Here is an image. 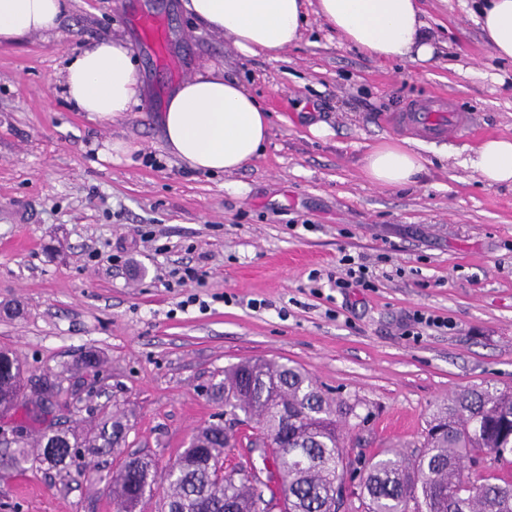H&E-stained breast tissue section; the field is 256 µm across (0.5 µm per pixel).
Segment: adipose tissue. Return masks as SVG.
Wrapping results in <instances>:
<instances>
[{
    "mask_svg": "<svg viewBox=\"0 0 512 512\" xmlns=\"http://www.w3.org/2000/svg\"><path fill=\"white\" fill-rule=\"evenodd\" d=\"M207 29L232 36L239 52L274 56L297 42L308 12L327 23L368 58L423 63L435 46L420 0H184ZM61 0H0V44L21 43L52 29ZM485 42L512 60V0H482L475 18ZM68 98L82 112L109 121L139 103L144 87L125 39L93 43L67 66ZM164 148L188 168L203 173L237 172L261 152L270 131L264 110L237 79L216 66L184 81L161 114ZM488 185L512 183V138L483 140L462 161ZM408 147L383 143L363 161L375 186L407 184L422 170Z\"/></svg>",
    "mask_w": 512,
    "mask_h": 512,
    "instance_id": "adipose-tissue-1",
    "label": "adipose tissue"
}]
</instances>
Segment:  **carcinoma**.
<instances>
[{
    "mask_svg": "<svg viewBox=\"0 0 512 512\" xmlns=\"http://www.w3.org/2000/svg\"><path fill=\"white\" fill-rule=\"evenodd\" d=\"M18 360L0 351V409L13 408L20 394ZM61 387L50 381L35 389L26 414L41 411ZM234 421L210 423L164 473L146 456H130L112 471L107 485L120 512H133L157 482L167 484L160 512H258L266 490L263 474L272 460L281 479L264 512H337L336 491L356 471L344 456L341 403L331 400L308 373L276 361L249 360L224 368L212 388ZM122 418L103 419L96 431L45 426L35 446L17 444L16 465L40 464L59 472L76 466L73 450L107 454L125 441ZM259 448L257 469L246 476L217 475L224 454L240 443ZM512 455V390L463 389L439 406L424 442L412 458L388 452L371 459L361 485L365 512H512V480L496 474Z\"/></svg>",
    "mask_w": 512,
    "mask_h": 512,
    "instance_id": "obj_1",
    "label": "carcinoma"
}]
</instances>
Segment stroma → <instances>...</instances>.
I'll return each instance as SVG.
<instances>
[{"mask_svg": "<svg viewBox=\"0 0 512 512\" xmlns=\"http://www.w3.org/2000/svg\"><path fill=\"white\" fill-rule=\"evenodd\" d=\"M476 6L423 0L435 34L423 64L371 60L312 13L281 54L246 57L181 0H62L49 32L0 45V350L27 388L50 376L81 396L50 422L87 432L119 410L130 426L89 475L0 466V512H116L103 480L117 462L148 455L165 470L223 420L210 390L246 359L308 371L343 404L353 457L414 455L448 397L512 389V186L460 164L512 137V61L483 41ZM143 14L162 20L164 51ZM116 34L145 91L100 121L67 100L63 75ZM213 64L271 114L260 155L231 175L188 170L161 140L170 92ZM434 95L472 130L435 140L401 124ZM315 122L329 135L312 136ZM406 140L426 159L418 181L371 185L368 151ZM347 254L365 257L374 287H334ZM186 267L198 280L180 282ZM417 310L447 327L413 334ZM90 350L98 366L77 369Z\"/></svg>", "mask_w": 512, "mask_h": 512, "instance_id": "35a3bbf8", "label": "stroma"}]
</instances>
